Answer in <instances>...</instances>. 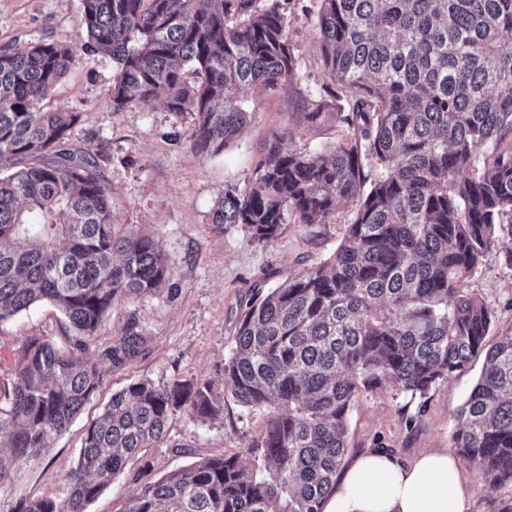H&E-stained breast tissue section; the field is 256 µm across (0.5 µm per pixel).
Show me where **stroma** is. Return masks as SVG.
I'll list each match as a JSON object with an SVG mask.
<instances>
[{
	"label": "stroma",
	"mask_w": 512,
	"mask_h": 512,
	"mask_svg": "<svg viewBox=\"0 0 512 512\" xmlns=\"http://www.w3.org/2000/svg\"><path fill=\"white\" fill-rule=\"evenodd\" d=\"M320 0H290L285 6L295 74L275 91L251 87L240 95L248 122L217 156L193 152L185 138L194 124L189 112H173L160 100L112 109L117 72L108 57L86 52L81 32L82 0H0V47L27 46L45 39L68 43L76 61L44 102L45 109L77 112L73 144L98 159L112 196V212L125 234L150 233L169 268L161 291L116 300L89 350L98 357L120 340L130 313L146 326L147 342L124 366L102 361L104 381L97 395L55 438L40 465H23L0 488V512H11L23 498H64L65 477L72 469L85 431L103 406L130 382L146 379L157 386L177 382H211L221 394L223 413L215 419L189 418L176 412L164 438L130 459L88 512H125L131 497L167 474L213 457L240 456L251 465L247 444L266 424L264 413L241 406L224 390V365L234 343L240 316L255 288L283 284L299 272L323 264L346 235L355 214L353 203L340 204L324 224H287L267 247L258 246L238 226L216 230L212 209L227 187H246L255 178L258 147L278 135L293 150L314 151L336 143L346 133L335 115L317 121L307 117L310 96L322 94L329 78L318 31ZM492 310L487 344L512 329V267L497 249L464 285ZM69 332L65 318L42 306L0 324V372L12 349L30 336L62 344ZM483 366L441 380L422 397H410L387 385L353 399L346 435L344 464L371 448H386L406 461L423 452L448 448L457 412L474 387ZM471 512H501L512 500V488L491 486L478 471L464 466Z\"/></svg>",
	"instance_id": "35a3bbf8"
}]
</instances>
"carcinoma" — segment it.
Instances as JSON below:
<instances>
[{
  "label": "carcinoma",
  "mask_w": 512,
  "mask_h": 512,
  "mask_svg": "<svg viewBox=\"0 0 512 512\" xmlns=\"http://www.w3.org/2000/svg\"><path fill=\"white\" fill-rule=\"evenodd\" d=\"M255 2L82 0L86 48L118 70L113 110L161 99L195 115V153L223 152L247 123L240 90L294 75L280 0ZM318 30L345 138L312 153L267 139L254 182L213 207L212 223L266 247L283 225L325 224L355 201L328 260L240 317L224 386L267 413L248 444L256 465L202 460L143 488L125 512H323L354 397L387 384L422 397L481 355L452 447L491 485L512 486V332L487 346L493 313L463 288L512 242V148H501L512 132V0H321ZM74 62L60 41L0 48V323L50 304L72 331L64 346L26 338L0 375L10 447L0 488L15 465L43 462L98 391L88 351L113 302L169 281L152 236L116 233L96 156L70 142L80 114L40 109ZM144 341L133 314L102 356L126 364ZM223 408L208 381L132 383L87 429L64 500L22 499L11 512H86L175 412L213 419Z\"/></svg>",
  "instance_id": "cac0c4a2"
}]
</instances>
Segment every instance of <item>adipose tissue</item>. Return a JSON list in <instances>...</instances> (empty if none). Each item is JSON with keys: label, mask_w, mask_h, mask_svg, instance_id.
Here are the masks:
<instances>
[{"label": "adipose tissue", "mask_w": 512, "mask_h": 512, "mask_svg": "<svg viewBox=\"0 0 512 512\" xmlns=\"http://www.w3.org/2000/svg\"><path fill=\"white\" fill-rule=\"evenodd\" d=\"M465 482L448 450L406 462L375 449L356 459L324 512H467Z\"/></svg>", "instance_id": "ef3b65f1"}]
</instances>
